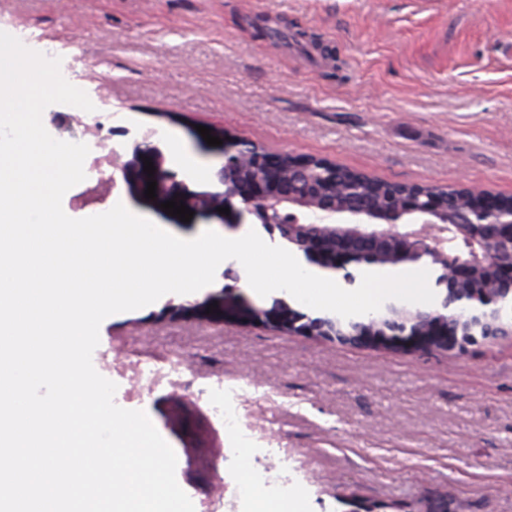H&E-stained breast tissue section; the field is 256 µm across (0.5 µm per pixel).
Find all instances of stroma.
Returning a JSON list of instances; mask_svg holds the SVG:
<instances>
[{
    "mask_svg": "<svg viewBox=\"0 0 512 512\" xmlns=\"http://www.w3.org/2000/svg\"><path fill=\"white\" fill-rule=\"evenodd\" d=\"M0 31L57 53L96 103L85 124L103 123L131 165L87 156L62 202L73 218L119 201L183 239L245 235L216 211L183 222L162 208L224 192V149L202 126L379 180L512 196V0H0ZM148 131L146 162L168 175L153 199L132 162ZM176 146L195 168L175 164ZM280 299L319 315L220 273L100 327L94 364L173 448L197 512H226L241 470L283 460L301 512H428L438 498L448 512H512V340L342 345L252 318ZM174 357L231 390L260 458L233 451L237 431L197 388L131 381V364Z\"/></svg>",
    "mask_w": 512,
    "mask_h": 512,
    "instance_id": "stroma-1",
    "label": "stroma"
}]
</instances>
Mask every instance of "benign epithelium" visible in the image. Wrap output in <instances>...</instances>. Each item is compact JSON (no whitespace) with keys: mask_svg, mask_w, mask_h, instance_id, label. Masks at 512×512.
Returning a JSON list of instances; mask_svg holds the SVG:
<instances>
[{"mask_svg":"<svg viewBox=\"0 0 512 512\" xmlns=\"http://www.w3.org/2000/svg\"><path fill=\"white\" fill-rule=\"evenodd\" d=\"M239 143L224 141L225 163L219 178L224 183V206L233 208L238 198L247 214L260 213L264 223L281 228V237L304 251L313 261L337 270L370 265L382 254L411 259L428 246L430 232L439 225H453L472 248L466 260L455 254L432 250L433 258L446 270L448 293L440 306L411 311L394 304L379 314L389 333H339L327 320L302 322L300 316H283L294 331L326 336L341 342L380 346L387 341L408 342L418 348L461 350L481 338H512V324L499 323L493 302L512 295V200L487 192L468 191L443 203L423 196L403 184H386L387 203L379 209H359L336 198V191L311 190L309 170L314 163L331 166L322 159L293 158L283 170V154L254 147L248 162L240 161ZM317 212L323 223L284 224L282 213ZM418 224L404 233L368 231L362 224Z\"/></svg>","mask_w":512,"mask_h":512,"instance_id":"1","label":"benign epithelium"}]
</instances>
